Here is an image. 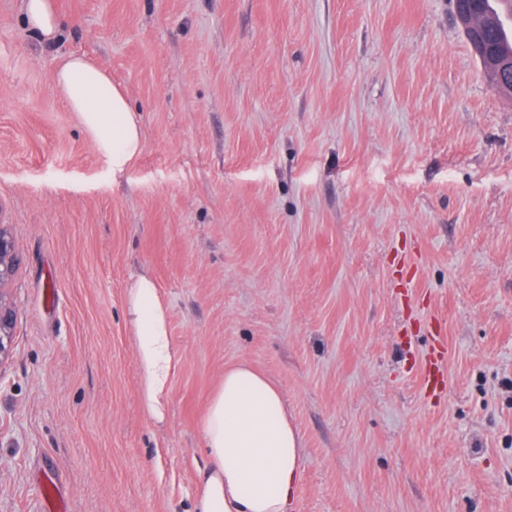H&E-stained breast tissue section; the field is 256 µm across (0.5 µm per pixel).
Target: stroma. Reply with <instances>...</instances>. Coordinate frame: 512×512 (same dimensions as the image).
Here are the masks:
<instances>
[{"instance_id":"stroma-1","label":"stroma","mask_w":512,"mask_h":512,"mask_svg":"<svg viewBox=\"0 0 512 512\" xmlns=\"http://www.w3.org/2000/svg\"><path fill=\"white\" fill-rule=\"evenodd\" d=\"M0 0V205L21 253L0 512H191L227 366L301 438L289 512H512V96L451 0ZM87 54L140 109L113 180L52 81ZM146 268L179 364L141 411ZM446 354L427 382L435 342ZM21 16L37 39L44 44H55L63 30L56 0H20Z\"/></svg>"}]
</instances>
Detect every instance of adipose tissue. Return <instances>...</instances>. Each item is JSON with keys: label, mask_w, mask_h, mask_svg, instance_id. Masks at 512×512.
Listing matches in <instances>:
<instances>
[{"label": "adipose tissue", "mask_w": 512, "mask_h": 512, "mask_svg": "<svg viewBox=\"0 0 512 512\" xmlns=\"http://www.w3.org/2000/svg\"><path fill=\"white\" fill-rule=\"evenodd\" d=\"M21 16L37 39L57 43L63 30L57 0H21ZM55 88L74 113L113 178L125 177L144 148V131L121 85L92 58L60 59ZM127 327L135 350L141 407L163 423L171 378L178 365L170 310L149 270L124 288ZM208 456L199 472L192 512H288L302 467L298 431L279 390L245 362L230 366L211 395L201 422Z\"/></svg>", "instance_id": "obj_1"}]
</instances>
